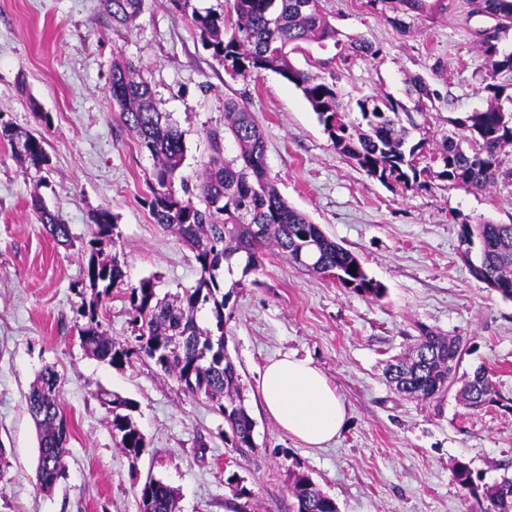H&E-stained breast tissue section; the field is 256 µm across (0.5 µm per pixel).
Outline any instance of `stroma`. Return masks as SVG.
<instances>
[{
	"instance_id": "1",
	"label": "stroma",
	"mask_w": 512,
	"mask_h": 512,
	"mask_svg": "<svg viewBox=\"0 0 512 512\" xmlns=\"http://www.w3.org/2000/svg\"><path fill=\"white\" fill-rule=\"evenodd\" d=\"M322 5L336 28L381 50L378 59L343 66L346 92L402 100L407 80L422 77L442 95L429 117L441 133L449 118L479 106L478 32L494 20L450 0L403 35L362 0ZM117 62L143 71L159 110L182 131L181 174L190 181L210 154L207 130L224 123L225 99L246 101L281 195L386 289L379 299L363 296L272 253L258 271L237 264L225 274V346L255 422L256 446L245 454L225 443L224 419L204 398L154 364L112 366L79 341L73 285L97 210L114 216L104 252L124 260L129 284L153 275L159 293L173 294L199 277L192 250L150 213L153 160L110 98ZM0 119L42 137L49 157L35 170L0 143V512H138L150 477L177 490L181 512H234L225 483L233 472L252 492L248 512H293L297 467L339 512H483L456 484V464L487 483L512 476V300L472 275L458 241L461 223H512L511 182L408 190L367 177L336 153L300 90L270 71L231 81L168 0H145L127 28L113 25L101 0H0ZM36 193L68 224L71 247L46 233L31 206ZM425 329L467 337L460 369L486 367L500 403L472 410L452 390L427 401L397 394L384 369ZM284 354L309 359L347 407L344 430L326 448L304 447L262 408L261 372ZM48 364L62 378L70 438L66 475L47 492L36 480L38 440L25 397ZM104 391L134 402L145 438L139 457L118 447Z\"/></svg>"
}]
</instances>
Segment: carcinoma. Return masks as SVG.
I'll return each instance as SVG.
<instances>
[{"label": "carcinoma", "mask_w": 512, "mask_h": 512, "mask_svg": "<svg viewBox=\"0 0 512 512\" xmlns=\"http://www.w3.org/2000/svg\"><path fill=\"white\" fill-rule=\"evenodd\" d=\"M169 2L190 16L193 31L231 79L245 80L270 71L299 89L336 152L368 177L411 190L436 180L468 191L484 189L500 178L512 181V167L503 168L502 158L504 148L512 146V51L500 48L498 39L499 32L512 28V0H482L481 12L496 21L479 38L476 75L485 104L448 119L455 131L442 134L434 152L429 149L431 128L417 123L412 113L426 116L437 110L438 91L416 76L407 89L414 103L411 108L390 97L346 98L339 65L357 57L375 60L380 48L365 37L342 34L323 11L322 0H233L232 17L215 8L200 10L193 0ZM143 4L144 0H103L116 26L131 25ZM363 4L406 34L413 20L443 9L445 0H363ZM307 44L322 52L330 50L332 56H315L306 50ZM295 52L306 53L307 68L294 64ZM110 91L113 106L139 147L154 159L148 201L154 220L194 252L200 277L195 286L164 296L150 277L134 286L127 284L125 263L116 254L103 256L100 245L113 241L116 225L109 210H98L92 218L90 257L82 280L75 284L91 290L81 312L85 319L79 329L81 344L88 354L111 365L134 357L149 359L175 378L183 391L204 397L224 417L228 429L224 438L245 454L256 447L255 422L244 402L237 366L224 346L229 294L224 292L220 271L236 257L245 259L243 272L258 270L265 250L271 248L290 264L315 276H332L355 293L379 299L385 288L367 274L356 255L282 197L268 175L263 132L245 102L224 101V129L207 131L212 154L191 184L179 178L186 154L183 134L169 115L157 110L149 81L132 65L116 63ZM354 112L358 116L353 118ZM413 130L419 131L416 141L411 139ZM230 140L237 147L231 157L225 152ZM0 141L30 167L41 169L49 161L42 139L8 123L0 122ZM177 180L179 192L174 187ZM31 205L56 243L72 245L69 226L46 209L40 196H34ZM458 240L461 245L483 248L478 268L471 273L486 284L494 283L503 298L512 300V224L462 223ZM115 289L124 292L129 302L132 336L123 342L102 329L98 315ZM205 308L211 320L202 326L197 313ZM174 337L179 347L170 350ZM466 351L463 337L424 330L408 354L389 364L385 374L398 393L412 398L437 399L458 383V395L467 408L498 402L499 394L485 368L460 377L448 373V359L460 360ZM60 388L59 372L46 366L25 396L38 437L36 477L45 491L58 480L57 471L65 470L69 454ZM107 404L112 408L118 445L126 454L139 456L145 440L130 413L132 402L114 394ZM454 479L462 491L487 503L485 512H512V477L482 484L467 464L459 462ZM144 488L147 494L139 496L138 512H180L173 488L152 477ZM289 491L294 512H338L334 499L302 471L291 472Z\"/></svg>", "instance_id": "obj_1"}]
</instances>
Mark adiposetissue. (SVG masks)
<instances>
[{"mask_svg":"<svg viewBox=\"0 0 512 512\" xmlns=\"http://www.w3.org/2000/svg\"><path fill=\"white\" fill-rule=\"evenodd\" d=\"M259 390L266 413L307 447H325L346 424L343 401L309 360L287 355L269 362Z\"/></svg>","mask_w":512,"mask_h":512,"instance_id":"adipose-tissue-1","label":"adipose tissue"}]
</instances>
